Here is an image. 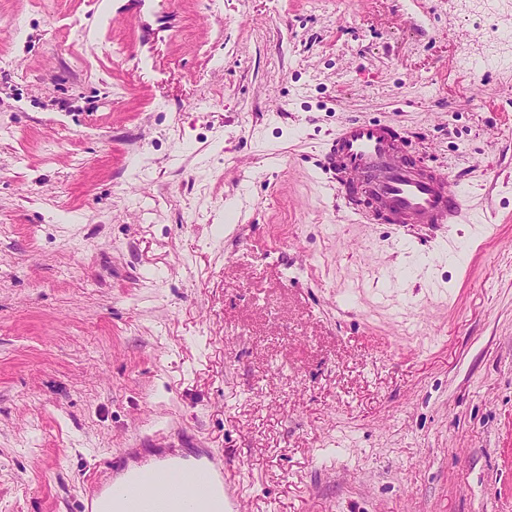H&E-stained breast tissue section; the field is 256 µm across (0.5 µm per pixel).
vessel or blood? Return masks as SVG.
Returning a JSON list of instances; mask_svg holds the SVG:
<instances>
[{"mask_svg":"<svg viewBox=\"0 0 512 512\" xmlns=\"http://www.w3.org/2000/svg\"><path fill=\"white\" fill-rule=\"evenodd\" d=\"M319 167L335 172L336 196L356 217L368 213L390 224L439 228L469 220L468 196L456 177L417 166L384 122H344L324 146ZM137 456L134 448L114 455L111 480L91 485L90 499L129 510L156 498L165 512H196L198 502L218 497L224 501V512H238L239 492L220 473L214 453L192 451L186 464L160 448L146 473L128 467V460Z\"/></svg>","mask_w":512,"mask_h":512,"instance_id":"1","label":"vessel or blood"}]
</instances>
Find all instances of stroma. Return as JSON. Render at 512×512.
Returning <instances> with one entry per match:
<instances>
[{
  "instance_id": "obj_1",
  "label": "stroma",
  "mask_w": 512,
  "mask_h": 512,
  "mask_svg": "<svg viewBox=\"0 0 512 512\" xmlns=\"http://www.w3.org/2000/svg\"><path fill=\"white\" fill-rule=\"evenodd\" d=\"M351 118L470 223L354 220ZM155 435L239 512H512V0H0V512Z\"/></svg>"
}]
</instances>
